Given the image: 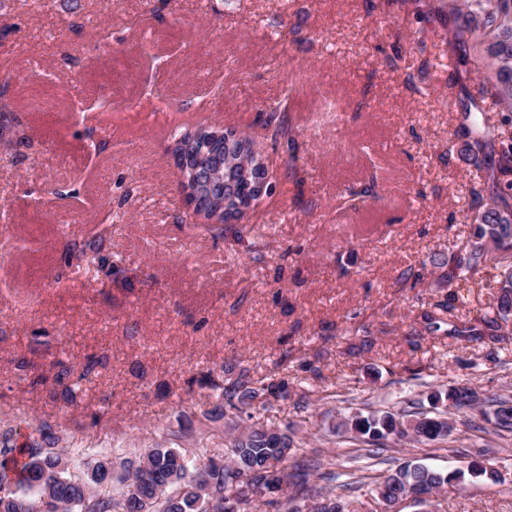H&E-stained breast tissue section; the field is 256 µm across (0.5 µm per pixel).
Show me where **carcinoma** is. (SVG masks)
<instances>
[{
	"label": "carcinoma",
	"instance_id": "1",
	"mask_svg": "<svg viewBox=\"0 0 512 512\" xmlns=\"http://www.w3.org/2000/svg\"><path fill=\"white\" fill-rule=\"evenodd\" d=\"M449 8L461 23L453 32L457 42H473L481 48L487 91L503 105L507 115L501 125L475 122L478 136L463 144L460 153L467 159L478 161L487 139H497L500 145L499 167L485 179L481 191L472 192L469 207L473 231L468 244L455 254L448 265L445 283L450 288H459L470 282L482 270L489 267L500 273V291L496 312L492 318H483L489 327L500 328V323L512 319V137L502 136L501 127L512 123V0H464L462 4H449ZM288 111V102H278L270 107L265 118L268 137L273 142L288 139L292 127L287 125L283 114ZM212 126H200L172 138L167 151L172 154L174 165L182 170L204 169L198 162V134L209 133ZM179 187L186 200L194 204L193 212L212 219L220 215L219 223L228 221L220 211L217 199L228 200L227 209L235 208V200L254 195L253 178H246L237 171L227 182L211 189L197 188L191 182H181ZM490 194V202L478 207L484 193ZM109 225H98L93 241L81 249L87 272H99L105 267L106 258L100 255ZM98 360L90 359L76 381H70L73 370L62 368L54 378V384L70 395L73 387L86 379ZM201 382L214 391L213 407L207 412L211 418H224L228 414L237 417L244 409L258 400L262 407L271 400L284 396L287 383L266 382L256 379L247 368L242 369L236 380L222 385L207 374ZM467 387L459 384L446 392L439 390L429 394L432 410L409 411L403 409L358 413L349 415L331 426L329 432L368 446L365 458L381 464L388 462L383 457L389 439L410 428L418 441H444L451 435L452 425L447 412L441 406L448 404L463 414L462 423L474 427L476 423L467 413L472 403L467 401ZM493 411L482 412L485 421L492 424L489 433L503 441L512 438V398L495 396L488 399ZM57 438L47 426H39L29 434L27 440L17 444V431L11 426L0 428V512H40L43 501L50 499L62 508V512H204V503L195 492L182 493L185 486H194L197 474L206 473L203 487L221 501L224 492L233 488L234 481L243 474L253 473L254 484L262 480L261 470L282 466L296 471L299 481L294 483L297 493L276 502L263 501L269 512H299L295 503L299 497L311 498L327 503L325 512H356L352 509L357 493L368 498L382 499L390 504L408 497L414 490L428 486L442 489L448 485L464 487L465 476L487 477L499 482L496 471L489 468L485 460L475 459L468 471L455 470L443 473L423 464H408L395 472L384 475H361L365 467L358 465L361 456L349 455L350 466L344 472L347 480L339 485L341 493L334 494L324 488L309 485L310 469L293 460L297 443L289 426L276 427L255 423L246 433L229 442L231 461L216 464L210 460L202 466H191V459L174 447L157 444L145 450L139 464L152 475L146 481L130 473L114 470L112 456L105 454L92 464L85 478L71 474L63 452L56 450Z\"/></svg>",
	"mask_w": 512,
	"mask_h": 512
}]
</instances>
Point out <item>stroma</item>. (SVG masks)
<instances>
[{"instance_id": "obj_1", "label": "stroma", "mask_w": 512, "mask_h": 512, "mask_svg": "<svg viewBox=\"0 0 512 512\" xmlns=\"http://www.w3.org/2000/svg\"><path fill=\"white\" fill-rule=\"evenodd\" d=\"M448 0H0V423L49 425L76 469L177 442L224 460L205 374L286 381L254 412L298 427L329 461L335 418L428 410V387L512 396V320L498 338L425 334L422 310L468 242L471 191L499 166L462 158L467 114L497 118L483 62L456 44ZM288 99L291 141L265 110ZM249 133L277 191L222 230L196 218L166 154L175 129ZM295 157L298 179L283 175ZM374 184L355 209L351 187ZM117 219L88 274L73 243ZM458 291L463 325L493 313L497 270ZM105 357L75 403L38 384ZM452 449L393 446L389 469L466 468L500 483L445 487L438 512H512V442L458 426Z\"/></svg>"}]
</instances>
